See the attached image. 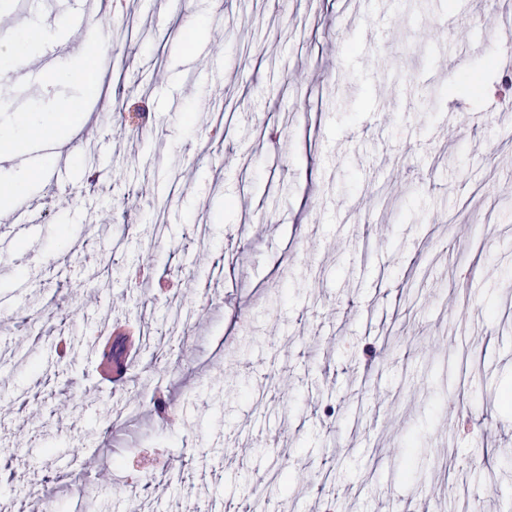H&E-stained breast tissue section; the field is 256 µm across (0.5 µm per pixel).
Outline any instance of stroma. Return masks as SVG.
<instances>
[{"instance_id":"obj_1","label":"stroma","mask_w":512,"mask_h":512,"mask_svg":"<svg viewBox=\"0 0 512 512\" xmlns=\"http://www.w3.org/2000/svg\"><path fill=\"white\" fill-rule=\"evenodd\" d=\"M466 2L125 0L89 79L13 76L0 135L54 112L67 168L0 223V512H512L507 40L423 38ZM71 6L0 17L66 71Z\"/></svg>"}]
</instances>
